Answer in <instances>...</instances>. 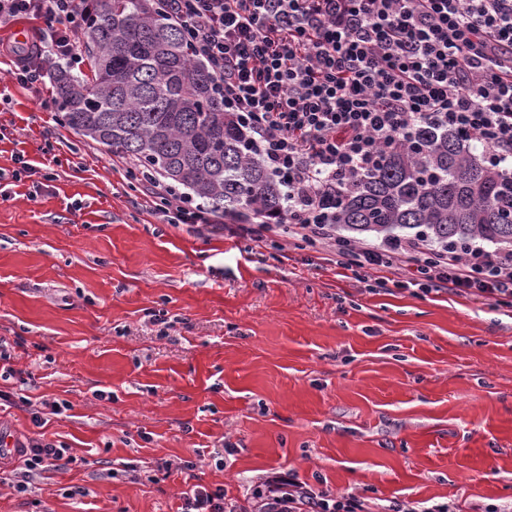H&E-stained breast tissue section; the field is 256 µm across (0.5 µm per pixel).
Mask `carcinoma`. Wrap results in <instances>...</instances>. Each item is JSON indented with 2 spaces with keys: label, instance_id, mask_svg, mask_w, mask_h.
I'll list each match as a JSON object with an SVG mask.
<instances>
[{
  "label": "carcinoma",
  "instance_id": "1",
  "mask_svg": "<svg viewBox=\"0 0 512 512\" xmlns=\"http://www.w3.org/2000/svg\"><path fill=\"white\" fill-rule=\"evenodd\" d=\"M89 73L56 67L65 125L171 179L226 219H282L288 185L271 177L182 30L151 0H83ZM336 227L464 251L477 240L512 247V177L488 168L460 135L421 123L337 193Z\"/></svg>",
  "mask_w": 512,
  "mask_h": 512
}]
</instances>
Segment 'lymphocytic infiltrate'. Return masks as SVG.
Segmentation results:
<instances>
[{"label": "lymphocytic infiltrate", "instance_id": "1", "mask_svg": "<svg viewBox=\"0 0 512 512\" xmlns=\"http://www.w3.org/2000/svg\"><path fill=\"white\" fill-rule=\"evenodd\" d=\"M183 30L214 93L269 172L287 181L284 218L294 234L348 267L405 276L424 293L478 301L512 297V251L476 246L429 250L414 240L358 246L336 231L331 204L420 121L460 133L486 166L512 175V0H154ZM39 22L26 52L0 45L13 79L41 92L44 55L81 68V0H0V25ZM150 210L169 224L210 223L208 210L167 190ZM23 493L34 474L73 461L45 437L16 441ZM180 512H459L447 503H393L373 510L293 470L269 473L251 499L195 485Z\"/></svg>", "mask_w": 512, "mask_h": 512}]
</instances>
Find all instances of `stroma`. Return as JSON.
<instances>
[{
	"label": "stroma",
	"mask_w": 512,
	"mask_h": 512,
	"mask_svg": "<svg viewBox=\"0 0 512 512\" xmlns=\"http://www.w3.org/2000/svg\"><path fill=\"white\" fill-rule=\"evenodd\" d=\"M10 68L0 337L18 375L0 390L25 399L0 405V430L75 461L21 494L0 462V512H177L189 485L241 500L282 468L382 504L512 512V302L377 291L284 233L164 223L131 160Z\"/></svg>",
	"instance_id": "obj_1"
}]
</instances>
